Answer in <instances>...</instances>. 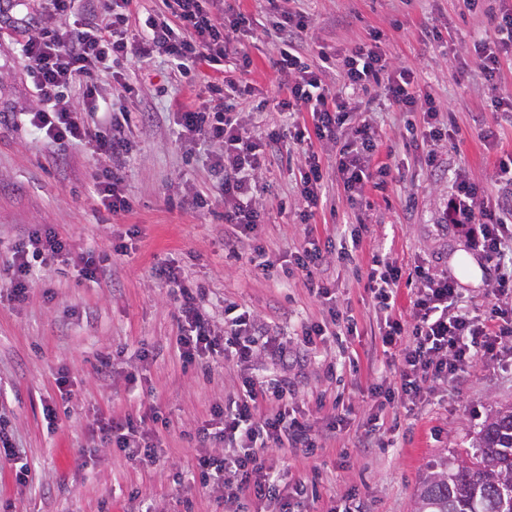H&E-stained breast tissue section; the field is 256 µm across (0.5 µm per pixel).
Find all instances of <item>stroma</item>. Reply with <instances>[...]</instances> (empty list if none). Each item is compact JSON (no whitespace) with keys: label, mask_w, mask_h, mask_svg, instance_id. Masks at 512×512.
<instances>
[{"label":"stroma","mask_w":512,"mask_h":512,"mask_svg":"<svg viewBox=\"0 0 512 512\" xmlns=\"http://www.w3.org/2000/svg\"><path fill=\"white\" fill-rule=\"evenodd\" d=\"M226 3L253 20V35L236 40L253 60L249 79L263 103L249 123L258 135L283 120L272 66L279 44L267 32L265 0ZM40 4L16 0L12 18L0 24V427L18 449L0 468V512H185L189 500L194 512H225L223 490L201 487L191 474L204 451L196 433L207 423L219 428L211 408L228 402L244 376L262 382L270 402L287 396L323 442L311 459L298 448L274 454L287 479L315 483L313 495L292 499L293 512H332L352 492L366 512H416V489L431 468L454 462L485 417L512 403V371L480 361L454 383L426 387L417 401H401L394 410L379 407L366 390L383 375L385 361L367 275L376 254L406 270L423 262L456 281L464 304L487 306L493 267L465 229L449 224L447 206L456 171L483 185L488 201L505 191L494 162L501 151H512V126L497 124L491 102L512 97V61L492 84L467 63L475 42L493 36L499 0H486L478 13L462 12L459 0H282L311 21L305 50L310 63L320 47L345 49L381 32L387 56L415 68L418 88L449 113L458 135L434 146L436 166L430 169L424 152L409 145L406 116L368 114L383 139L373 163L387 165L389 176L354 205L342 186L329 182L326 207L308 230L298 222L299 153L284 143L256 195L271 262L262 274L255 273L247 250L226 259L224 242L232 229L222 207L180 204L189 188L218 197L220 183L210 168V148L186 147L177 125L188 88L204 96L207 85L189 83L165 57L130 63L138 96H126L123 77L108 73L101 74L96 97H87L81 84L68 90L90 123L103 120L106 103L152 112V122L130 134L124 188L136 200L131 213L115 216L100 204L92 173L103 160L91 147L73 145L54 157L49 144L32 134L24 113L33 105V85L15 39L31 26H60ZM437 21L447 35L423 41V28ZM487 127L496 132L494 143L480 136ZM337 221L369 227L354 260L329 270L339 307L358 322L357 335L340 342L326 337L297 365H282L265 351L243 367L221 358L182 362L179 313L155 274L158 266L182 268L208 288L206 309L216 333L224 331V303L230 300L261 315L292 347L301 324L325 318L328 306L283 268L307 235L325 238ZM34 226L53 228L71 249L35 266L27 297L17 302L6 269L12 246ZM130 229L132 249L113 254V240ZM88 252L104 270L95 281L81 273L80 257ZM346 355L358 357V369L343 365ZM106 359L112 364L108 372L102 369ZM337 396L350 424L331 439ZM49 404L58 418L52 427L43 415ZM127 410L145 413L148 425L158 429L156 461L129 459L97 438L102 418ZM372 416L382 421L372 447H356Z\"/></svg>","instance_id":"obj_1"}]
</instances>
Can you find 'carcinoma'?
I'll use <instances>...</instances> for the list:
<instances>
[{"mask_svg":"<svg viewBox=\"0 0 512 512\" xmlns=\"http://www.w3.org/2000/svg\"><path fill=\"white\" fill-rule=\"evenodd\" d=\"M417 512H512V406L489 416L457 462L420 483Z\"/></svg>","mask_w":512,"mask_h":512,"instance_id":"carcinoma-1","label":"carcinoma"}]
</instances>
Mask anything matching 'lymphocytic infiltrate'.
Returning a JSON list of instances; mask_svg holds the SVG:
<instances>
[{"instance_id":"lymphocytic-infiltrate-1","label":"lymphocytic infiltrate","mask_w":512,"mask_h":512,"mask_svg":"<svg viewBox=\"0 0 512 512\" xmlns=\"http://www.w3.org/2000/svg\"><path fill=\"white\" fill-rule=\"evenodd\" d=\"M45 12L65 17L81 8L80 29H40L25 33L20 43L21 58L29 72L37 101L28 122L55 149L73 144L91 145L108 160V166L94 175L101 203L112 213H128L134 206L123 189V171L129 159L127 134L132 124L150 119L149 113L121 111L97 124L84 121L80 109L67 90L73 82L84 83L87 96H94L100 73L133 58L163 56L183 72H207L211 94L205 100L182 104L179 135L191 144L215 146L211 170L222 189L225 223L239 228L258 257L257 267L266 270V246L256 230L263 221L253 199L262 175L284 139L301 147L299 173L303 208L299 221L311 223L323 202L325 168L315 143L332 142L337 147L336 178L343 185L349 203H356L374 180L388 176V167H372L381 137L368 121H354L345 89L366 92V111L385 106L417 113L422 118L424 141L439 144L456 136L452 124L440 118L431 96L416 93V72L408 65L391 64L382 47L381 33H371L367 41L333 54L320 51L319 65L302 61L297 50L308 29V18L298 11L284 12L280 0H267L273 17L271 27L280 43L275 61L284 77L287 95L278 106L285 122L261 136L248 134L245 105L253 92L247 76L251 57L239 50L231 36L250 30L252 19L246 13H224L223 0H162L163 14H142L141 0H42ZM494 38L474 46L473 65L485 81L497 80L503 61L512 58V5L501 6L494 17ZM233 60L234 78L224 76V63ZM336 66L343 88L326 91L321 76ZM309 106L312 123L301 124L295 116L298 105ZM449 223L470 230L473 239L493 264L496 276L488 292L493 303L487 309L462 304L454 281L445 275L416 266L418 288L410 299L409 316L395 310L397 286L402 269L396 263L374 259L367 288L377 300L385 318L380 339L387 352L386 367L394 382L370 385L371 395L395 406L400 398L417 399L426 384L456 378L480 360L506 362L512 355V309L501 307V300L512 298V206H490L484 202L479 184L459 177L448 198ZM363 224H340L326 239H309L292 255L295 271L311 278L328 256L353 259L363 241ZM68 243L54 229L40 227L29 232L13 253L10 285L15 300H25L34 262H47L67 253ZM160 280L178 294L183 321L179 354L191 362L203 354H222L236 365H244L256 354L254 336L258 329L253 311L236 302L224 307L228 326L217 336L201 309V292L185 280L180 269L160 268ZM311 292L329 298L328 282H313ZM357 321L353 315L333 307L324 322L301 327L304 345H315L326 336H353ZM266 390L251 378H243L242 393L227 406L212 407L214 417L223 419L220 435L224 453L202 455L197 468L202 480L220 482L224 504L242 512L245 501L264 498L279 503L288 512L281 486L285 475L273 464L274 450L291 447L313 454L316 443L306 420L291 415L287 404L264 410ZM100 437L112 443L131 459L150 460L156 456L155 434L145 416L127 412L103 422Z\"/></svg>"}]
</instances>
